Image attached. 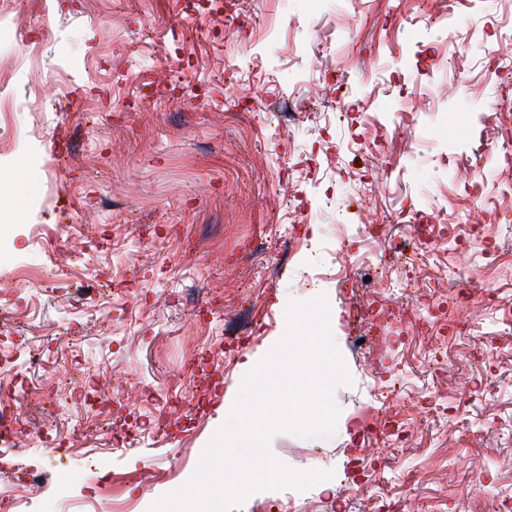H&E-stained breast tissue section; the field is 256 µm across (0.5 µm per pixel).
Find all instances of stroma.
<instances>
[{"label": "stroma", "instance_id": "stroma-1", "mask_svg": "<svg viewBox=\"0 0 512 512\" xmlns=\"http://www.w3.org/2000/svg\"><path fill=\"white\" fill-rule=\"evenodd\" d=\"M9 26L0 139L19 149L0 155V408L20 411L31 467L0 450V488L30 512H149L191 477L224 423L216 398L234 403L288 300L322 294L353 436L280 434L271 450L332 471L336 490L263 491L236 512L512 502V193L498 163L512 112L487 70L512 0L426 13L419 0H26ZM324 69L350 92L345 118L315 86ZM292 104L310 112L296 127ZM23 176L35 190L19 204ZM483 203L486 238L465 236ZM299 213L316 236L290 223ZM416 216L452 229L411 267L390 246ZM288 232L300 244L270 278ZM460 258L484 266L486 289L462 331ZM366 303L393 311L372 338Z\"/></svg>", "mask_w": 512, "mask_h": 512}]
</instances>
